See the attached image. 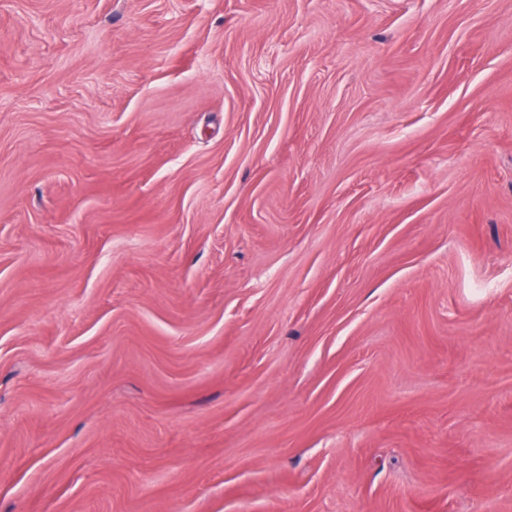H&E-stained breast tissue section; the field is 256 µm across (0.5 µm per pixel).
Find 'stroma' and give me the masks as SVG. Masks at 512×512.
Masks as SVG:
<instances>
[{"mask_svg": "<svg viewBox=\"0 0 512 512\" xmlns=\"http://www.w3.org/2000/svg\"><path fill=\"white\" fill-rule=\"evenodd\" d=\"M0 512H512V0H0Z\"/></svg>", "mask_w": 512, "mask_h": 512, "instance_id": "stroma-1", "label": "stroma"}]
</instances>
